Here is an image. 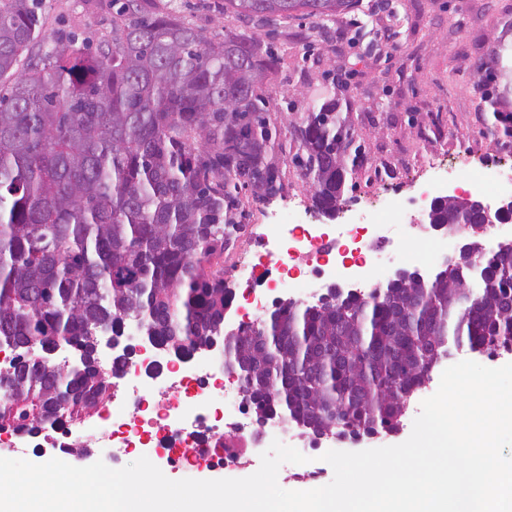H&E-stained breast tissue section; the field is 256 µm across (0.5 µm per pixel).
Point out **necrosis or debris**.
I'll use <instances>...</instances> for the list:
<instances>
[{
	"instance_id": "obj_1",
	"label": "necrosis or debris",
	"mask_w": 512,
	"mask_h": 512,
	"mask_svg": "<svg viewBox=\"0 0 512 512\" xmlns=\"http://www.w3.org/2000/svg\"><path fill=\"white\" fill-rule=\"evenodd\" d=\"M458 246L456 236L437 239L429 225L404 223L403 209L393 200L346 224H282L274 249L261 255L273 264L275 277L265 288L245 292L242 303L228 313L243 320L260 318L269 298L278 294L312 303L325 279L367 293L381 287L395 266L411 262L428 271ZM306 259L313 261L312 269H304ZM114 383L112 406L101 413L86 445L138 448L149 457L164 449L185 468L198 470L212 462L215 440L234 425L254 449L276 440L287 446L296 441L293 424L283 418L244 421L239 392L227 381L218 357L203 365L197 356L176 358L147 344Z\"/></svg>"
}]
</instances>
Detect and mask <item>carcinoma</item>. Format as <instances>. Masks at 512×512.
<instances>
[{"mask_svg": "<svg viewBox=\"0 0 512 512\" xmlns=\"http://www.w3.org/2000/svg\"><path fill=\"white\" fill-rule=\"evenodd\" d=\"M352 3L224 0V12L269 24ZM43 25L39 0H0V344L85 350L88 327L137 317L168 353L195 352L224 326V245L247 206L281 194L291 165L332 214L365 148L333 87L289 120L287 150L269 93L283 58L233 28L209 38L155 0H112L110 46L45 41ZM501 81L512 68L499 53L487 83ZM472 246L470 271L446 263L339 299L329 288L224 337L255 421L277 413L315 438L392 431L452 349L511 346L512 245ZM111 383L92 360L23 363L0 375V430L75 424L108 405Z\"/></svg>", "mask_w": 512, "mask_h": 512, "instance_id": "carcinoma-1", "label": "carcinoma"}]
</instances>
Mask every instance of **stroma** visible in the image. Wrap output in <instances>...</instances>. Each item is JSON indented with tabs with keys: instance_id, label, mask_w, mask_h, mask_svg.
Segmentation results:
<instances>
[{
	"instance_id": "stroma-1",
	"label": "stroma",
	"mask_w": 512,
	"mask_h": 512,
	"mask_svg": "<svg viewBox=\"0 0 512 512\" xmlns=\"http://www.w3.org/2000/svg\"><path fill=\"white\" fill-rule=\"evenodd\" d=\"M169 5L197 28L214 34L230 26L261 39L284 59L277 76L273 109L278 118H296L311 97L329 84L336 70L352 74L340 94L350 104L351 129L365 146L362 167L347 174V186L336 221L345 223L375 202L398 199L409 219H420L422 192L437 186L450 195L484 169L512 172V139L496 127L494 112H512V95L489 105L483 77L493 65L499 37L512 31V0H397L393 20L399 51H376L381 22L364 21L358 9L324 19L301 18L271 25L242 20L224 11V0H156ZM45 32L87 33L111 38L112 3L84 5L83 0H43ZM285 187L270 203L250 206L242 248L263 250L280 215L294 224H322L325 216L312 207L306 180L287 170ZM442 367L412 399L401 429L361 441L337 443L340 451L397 445L411 434L421 403L438 389ZM84 467L103 460L119 469L139 457L138 451L97 448L82 455L73 448L59 454L51 447L15 444L0 433V457L43 463L55 457ZM158 468L170 479L244 478L255 473L259 458L234 467L224 463L187 472L164 460Z\"/></svg>"
}]
</instances>
